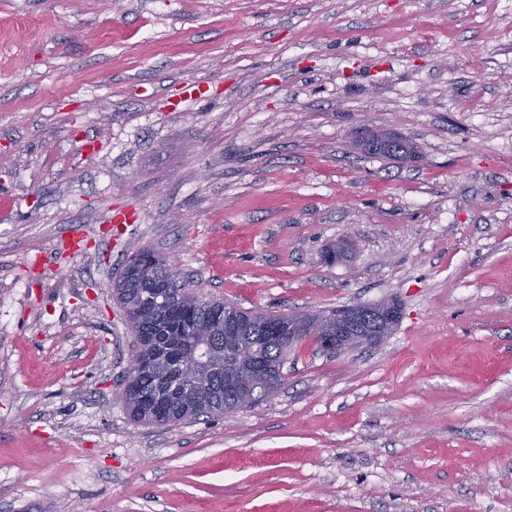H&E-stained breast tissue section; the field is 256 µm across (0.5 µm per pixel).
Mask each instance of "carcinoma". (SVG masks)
Instances as JSON below:
<instances>
[{
  "label": "carcinoma",
  "mask_w": 512,
  "mask_h": 512,
  "mask_svg": "<svg viewBox=\"0 0 512 512\" xmlns=\"http://www.w3.org/2000/svg\"><path fill=\"white\" fill-rule=\"evenodd\" d=\"M368 150L402 159L414 145L403 138L397 143H374ZM177 281L178 274L164 257L143 250L127 259L114 284L134 336L162 342L150 371L136 377L125 395L126 410L139 424L170 425L239 409L235 399L224 394V378L236 363L234 355L224 352V337H242L244 348L279 366L288 349L299 343L288 338L290 315L242 311L230 303L198 296L183 300L180 289L173 287ZM200 331L205 343L200 375L187 379L174 357L195 353V336Z\"/></svg>",
  "instance_id": "obj_1"
}]
</instances>
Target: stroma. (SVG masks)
Instances as JSON below:
<instances>
[{
	"label": "stroma",
	"instance_id": "35a3bbf8",
	"mask_svg": "<svg viewBox=\"0 0 512 512\" xmlns=\"http://www.w3.org/2000/svg\"><path fill=\"white\" fill-rule=\"evenodd\" d=\"M0 156V512H512V0H0ZM132 246L245 310L401 317L138 424ZM366 146L369 151L376 155L398 159H403L407 153L415 149L414 145L404 138L397 143L379 142Z\"/></svg>",
	"mask_w": 512,
	"mask_h": 512
}]
</instances>
